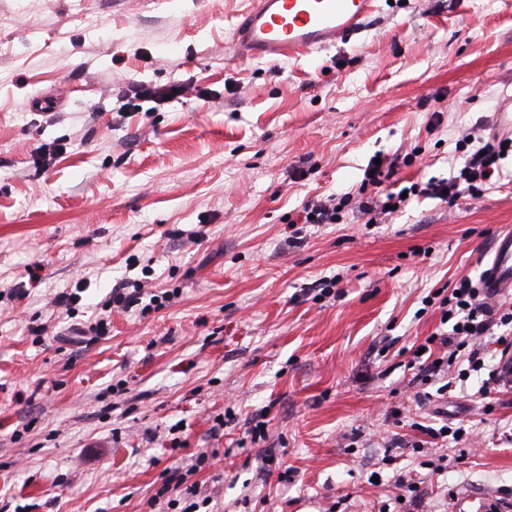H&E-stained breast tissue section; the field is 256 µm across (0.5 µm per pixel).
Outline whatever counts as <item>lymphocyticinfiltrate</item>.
<instances>
[{"instance_id": "f902f5d3", "label": "lymphocytic infiltrate", "mask_w": 512, "mask_h": 512, "mask_svg": "<svg viewBox=\"0 0 512 512\" xmlns=\"http://www.w3.org/2000/svg\"><path fill=\"white\" fill-rule=\"evenodd\" d=\"M464 155L463 163L454 168L448 178L407 186L405 193L389 192L385 202L390 206L404 205L409 196H433L448 202L461 195L478 197L498 174V160L512 152V142L492 137L477 139L468 131L461 132L455 145ZM441 309L439 330L426 336L422 354L413 355L410 366L419 370L422 383L432 384L437 394H445L454 381H466L471 375H482L479 388L482 398H490L512 388V363L489 365L486 358L488 343L501 347L502 355L512 354V336L505 326H512V309L504 308L495 294L484 291L479 282L463 276L448 291L433 294Z\"/></svg>"}]
</instances>
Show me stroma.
Masks as SVG:
<instances>
[{"mask_svg": "<svg viewBox=\"0 0 512 512\" xmlns=\"http://www.w3.org/2000/svg\"><path fill=\"white\" fill-rule=\"evenodd\" d=\"M375 5L361 34L271 62L232 50L246 0H0V512H147L167 468L206 512L512 504V390L484 412L474 376L423 405L407 367L440 325L423 297L479 276L512 226V154L476 199L298 221L375 157L389 190L449 177L460 131L494 134L512 0ZM172 83L182 97L122 111L132 85ZM141 277L173 300L104 313ZM74 290L107 336L72 329L54 298ZM433 411L474 430L436 480L410 447H433L412 427ZM399 470L421 488L408 509Z\"/></svg>", "mask_w": 512, "mask_h": 512, "instance_id": "35a3bbf8", "label": "stroma"}]
</instances>
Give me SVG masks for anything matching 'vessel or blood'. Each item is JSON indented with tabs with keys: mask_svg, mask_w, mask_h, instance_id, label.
<instances>
[{
	"mask_svg": "<svg viewBox=\"0 0 512 512\" xmlns=\"http://www.w3.org/2000/svg\"><path fill=\"white\" fill-rule=\"evenodd\" d=\"M232 47L236 56L270 60L325 48L358 33L375 11V0H250ZM482 288L512 293V228L491 241Z\"/></svg>",
	"mask_w": 512,
	"mask_h": 512,
	"instance_id": "vessel-or-blood-1",
	"label": "vessel or blood"
}]
</instances>
